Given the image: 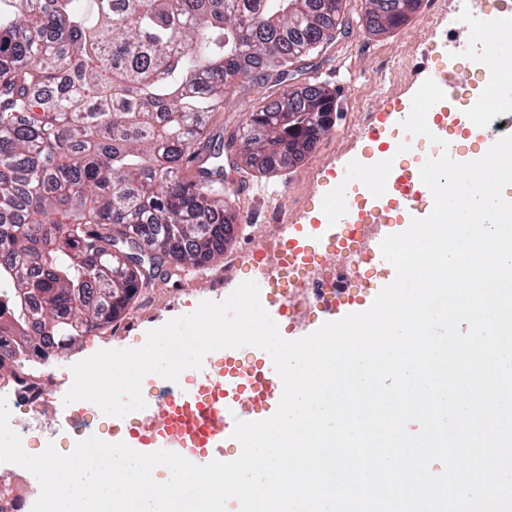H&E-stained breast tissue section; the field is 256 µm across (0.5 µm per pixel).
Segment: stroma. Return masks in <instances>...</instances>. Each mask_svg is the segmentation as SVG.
Returning <instances> with one entry per match:
<instances>
[{
    "mask_svg": "<svg viewBox=\"0 0 512 512\" xmlns=\"http://www.w3.org/2000/svg\"><path fill=\"white\" fill-rule=\"evenodd\" d=\"M465 9L483 20L494 11L512 13V0H423L403 27L385 36L366 31L363 0H346V34L305 60L287 85L293 89L312 83L333 93L336 110L330 129L293 167L272 174L250 169L237 174L250 189L231 190L228 201L238 218L227 247L228 254L239 259L235 275L225 277L224 262L218 259L203 268H186L178 277L141 292L125 319L80 337L54 358V384H67L76 362L102 349L140 347L148 331L194 312L202 301L223 300L241 282L253 279L252 252L258 239L270 236L269 207L288 211L296 224L323 223L337 177L381 155L384 146L372 127L396 139L413 95L436 71H453L457 80L445 109L465 111L485 79L484 71L464 55L469 36L462 31L459 15ZM284 88L274 87L273 92L282 94Z\"/></svg>",
    "mask_w": 512,
    "mask_h": 512,
    "instance_id": "35a3bbf8",
    "label": "stroma"
}]
</instances>
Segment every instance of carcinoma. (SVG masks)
<instances>
[{"instance_id": "obj_1", "label": "carcinoma", "mask_w": 512, "mask_h": 512, "mask_svg": "<svg viewBox=\"0 0 512 512\" xmlns=\"http://www.w3.org/2000/svg\"><path fill=\"white\" fill-rule=\"evenodd\" d=\"M389 34L421 0H364ZM345 0H0V350L52 356L158 278L224 255L227 170L302 162L309 85L257 99L225 145L229 90L281 83ZM127 265L112 264V249Z\"/></svg>"}]
</instances>
